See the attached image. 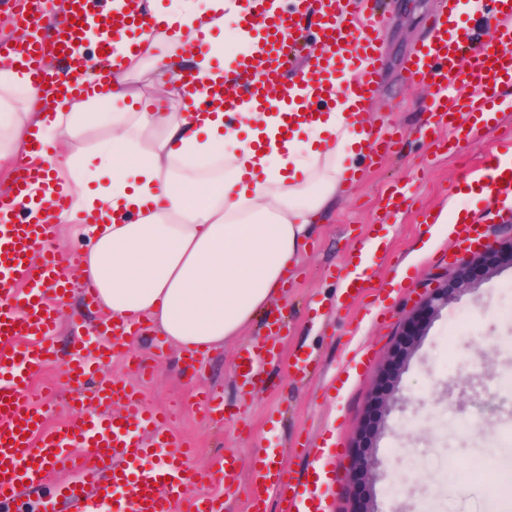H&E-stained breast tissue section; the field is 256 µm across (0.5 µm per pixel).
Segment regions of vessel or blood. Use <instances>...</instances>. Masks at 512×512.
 I'll list each match as a JSON object with an SVG mask.
<instances>
[{"instance_id":"b4317fda","label":"vessel or blood","mask_w":512,"mask_h":512,"mask_svg":"<svg viewBox=\"0 0 512 512\" xmlns=\"http://www.w3.org/2000/svg\"><path fill=\"white\" fill-rule=\"evenodd\" d=\"M71 2L67 20L50 41L2 47L0 61L26 66L35 89L75 98L83 84L48 73L43 58L54 53L74 62V44L82 37L86 17L105 14L107 0ZM380 6L381 0H291L283 9L272 0H243L241 24L255 31L256 44L251 53L237 57V78L216 100L225 119L247 106L269 105L281 116V134L290 136L296 126L335 106V75L358 59L366 68L347 92L360 112H370L382 70L377 47ZM486 6L503 21L488 46L476 47L464 21L463 0H443L429 37L407 67L408 79L428 88L431 116L468 113L472 130L478 132L496 119L495 113L485 111V102L512 87V0H486ZM311 8L319 18L313 37L301 22ZM143 25L140 0H127L126 11L111 17L100 50L110 51L112 37L134 33ZM300 54L307 65L292 85H285L288 65ZM458 83L472 87V94L454 93ZM479 173L500 212L512 214V147L488 152ZM48 182L46 168L22 167L12 190L0 196V503L33 492L40 498V512H97L101 493L122 488L128 497L126 512H216V498L198 494L192 450L169 425L167 414L147 408L135 387L97 375L98 364L121 355L128 337L144 334V327L112 324L105 329L108 341L96 345L74 337L65 376L74 388L70 401L82 412L80 423H49L45 402L29 391L30 378L57 355V313L45 294L70 292L67 271L81 261L80 253L63 257L53 249V224H32L22 214L32 186ZM452 233L457 247L466 252L484 242L478 224L454 225ZM280 331V322L272 321L267 336L241 349L234 374L242 385H255L256 359L274 356L273 338ZM115 405L120 408L116 414L111 411ZM154 456L163 457L164 466L144 468V461ZM273 457V449H264L253 471L251 512H265L272 497L283 504V512H329L317 481L273 471ZM49 465L70 474L50 491L42 476Z\"/></svg>"}]
</instances>
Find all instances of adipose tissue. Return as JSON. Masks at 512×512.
<instances>
[{
	"label": "adipose tissue",
	"instance_id": "1",
	"mask_svg": "<svg viewBox=\"0 0 512 512\" xmlns=\"http://www.w3.org/2000/svg\"><path fill=\"white\" fill-rule=\"evenodd\" d=\"M140 8L165 25L143 32L135 55L127 39L113 42L110 82L99 92L47 104L33 94L25 67L0 69V170L45 165L70 184L74 163L65 148L48 156L34 140H76L108 127L90 158L108 186L71 192L68 219L96 217L74 229L90 242L76 276L96 286L105 316L149 323L154 335L205 356L269 316L306 240L334 211L372 126L344 93L285 143L269 112L247 108L229 123L218 110L140 109L144 92L133 77L150 75L157 87L167 70L204 85L230 81L233 59L252 45L237 0H141ZM224 28L229 43L199 54L198 36ZM214 156L224 162L223 179L189 201L172 179L176 160Z\"/></svg>",
	"mask_w": 512,
	"mask_h": 512
}]
</instances>
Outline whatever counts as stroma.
Here are the masks:
<instances>
[{"label": "stroma", "mask_w": 512, "mask_h": 512, "mask_svg": "<svg viewBox=\"0 0 512 512\" xmlns=\"http://www.w3.org/2000/svg\"><path fill=\"white\" fill-rule=\"evenodd\" d=\"M438 9L439 0H384L378 41L384 68L370 119L380 135H394L397 145L379 163L359 167L335 214L318 227L289 278L279 308L285 328L278 365L250 392L236 385L238 350L265 332L264 324L256 323L190 372L176 349L159 355L139 337L129 349L147 362L151 380L139 382L119 359L101 368L107 378L141 383L148 402L173 409L177 426L197 448L198 490L221 496L224 512H248L251 471L262 448L280 449L281 467L302 476L313 461V448L328 440L337 448L328 463L331 512H351L360 496L369 498L376 512H500L502 499L512 498L504 467L495 473L455 467L483 454L502 464L512 459V266L498 265L470 290L450 294L447 306L426 320L400 371L398 403H373L405 317L425 284L460 257L447 225L426 223L424 215L450 203L481 213L485 201L460 195L457 187L498 139L512 140V90L499 98L495 129L457 151L443 148L447 131L431 139L420 135L428 100L419 85L407 81L406 67ZM394 188L405 202L395 214H382V199ZM377 224L387 251L375 255L364 273L378 297L341 304L340 277L351 272L352 254L364 249ZM58 321L60 360L43 377L55 383L54 420L74 423L78 416L69 406L70 390L59 382L63 359L73 336L95 335L100 317L75 292ZM298 351L312 353L318 363L317 374L303 384L295 383L291 368ZM363 353L370 364L347 372ZM198 388L223 394L221 420L204 417L192 399ZM380 418L385 427L374 441L379 474L360 487L346 468L368 420ZM228 449L239 457L231 488L220 471Z\"/></svg>", "instance_id": "obj_1"}]
</instances>
